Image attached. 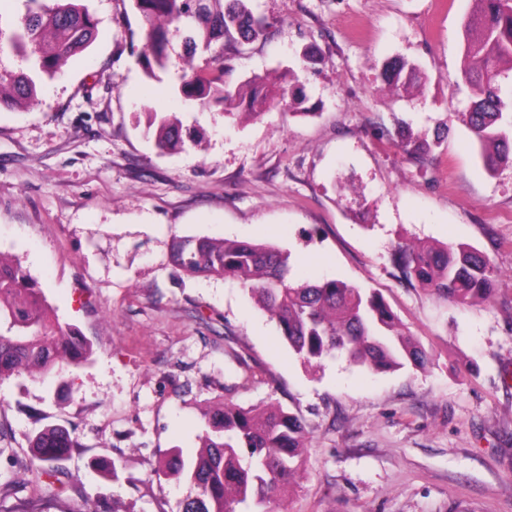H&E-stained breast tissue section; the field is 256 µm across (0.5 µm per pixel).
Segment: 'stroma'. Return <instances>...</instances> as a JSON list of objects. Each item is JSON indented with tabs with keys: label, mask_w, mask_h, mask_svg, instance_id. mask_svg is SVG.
Masks as SVG:
<instances>
[{
	"label": "stroma",
	"mask_w": 512,
	"mask_h": 512,
	"mask_svg": "<svg viewBox=\"0 0 512 512\" xmlns=\"http://www.w3.org/2000/svg\"><path fill=\"white\" fill-rule=\"evenodd\" d=\"M85 4L92 44L36 77L35 105L0 111V252L95 354L61 381H0V512H178L189 485L156 477L162 455H194L224 401L278 402L307 425L301 473L271 512H512V167L488 174L455 117L472 0H251L271 27L225 47L231 83L284 76L305 97L301 114L256 119L186 105L179 56L148 78L133 0ZM394 58L416 88L381 87ZM151 111L181 119L182 150L157 148ZM403 132L434 139L424 162L380 141ZM184 237L272 246L294 280L382 295L431 364L304 362L238 280L174 266ZM401 242L484 251L492 298L408 285ZM52 425L77 442L57 462L62 491L29 472V440Z\"/></svg>",
	"instance_id": "1"
}]
</instances>
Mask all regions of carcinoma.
<instances>
[{
	"label": "carcinoma",
	"instance_id": "cac0c4a2",
	"mask_svg": "<svg viewBox=\"0 0 512 512\" xmlns=\"http://www.w3.org/2000/svg\"><path fill=\"white\" fill-rule=\"evenodd\" d=\"M26 12L10 32L0 27V57H20L52 78L94 40L96 24L76 0H25ZM248 0H134L147 21L142 64L147 75L169 63L172 38L182 37L183 59L192 64L181 75L184 101H212L225 109L242 107L253 115L270 106L262 78L250 80L249 95L232 88L224 67L227 39L251 42L265 34L269 22L255 14ZM465 28L467 41L457 84L469 90L467 111L458 119L480 148L485 169L494 174L512 166V0H472ZM206 65H193L197 52ZM416 69L402 59L390 61L380 74L386 88L406 86ZM37 102L34 80L0 62V110ZM157 147L184 146L177 117L147 113ZM387 146L421 161L430 144L409 134L387 139ZM172 262L190 276L237 279L270 315L289 347L304 361L344 353L350 361L376 371L410 364L424 369L429 353L412 342L397 316L375 293L340 280L295 282L288 256L263 244L231 239L190 237L175 242ZM394 262L409 283L461 303L491 298L496 270L486 255L469 245L400 244ZM93 345L76 328L52 315L40 285L19 261L0 256V380L27 374L44 376L92 361ZM207 430L191 458L182 451L164 453L159 473L182 475L191 493L180 512H269L271 498L291 484L302 466L307 429L302 418L279 404L244 408L229 402L207 415ZM77 443L62 428L48 427L30 441L33 473L47 485L64 487L55 466Z\"/></svg>",
	"mask_w": 512,
	"mask_h": 512
}]
</instances>
